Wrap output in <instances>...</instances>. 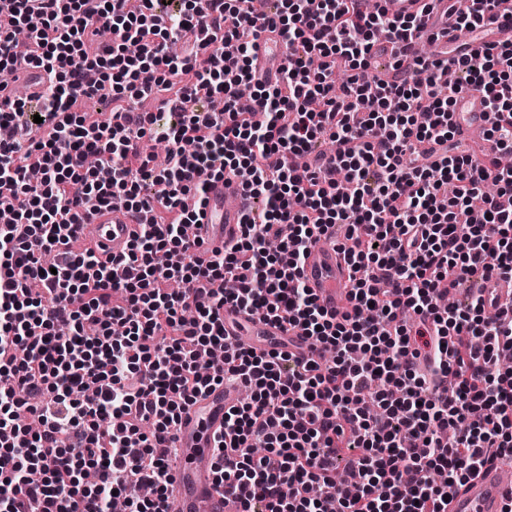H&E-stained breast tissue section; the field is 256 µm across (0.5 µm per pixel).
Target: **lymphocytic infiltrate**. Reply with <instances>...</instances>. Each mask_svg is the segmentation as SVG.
<instances>
[{"label":"lymphocytic infiltrate","instance_id":"obj_1","mask_svg":"<svg viewBox=\"0 0 512 512\" xmlns=\"http://www.w3.org/2000/svg\"><path fill=\"white\" fill-rule=\"evenodd\" d=\"M0 67L39 68V113L0 97V512H170L173 432L207 387L239 381L214 479L242 512H448L485 463L512 462V321L440 301L476 277L512 281V44L461 49L457 79L364 0H7ZM278 29L275 80L258 41ZM404 41L392 82H369L376 32ZM102 52L86 47L101 33ZM476 92L493 147L462 150L456 107ZM161 95L157 112L135 101ZM223 109L197 110L200 97ZM111 105L103 121L82 98ZM41 117L45 137L24 141ZM167 121L163 166L142 148ZM332 154L312 155L318 140ZM263 199L240 237H187L212 179ZM150 182L152 195L141 193ZM145 213L128 251L74 252L83 209ZM346 225L350 307L301 276ZM262 312L272 349L233 345L225 305ZM315 352L299 360L289 330ZM359 475L337 478V460Z\"/></svg>","mask_w":512,"mask_h":512}]
</instances>
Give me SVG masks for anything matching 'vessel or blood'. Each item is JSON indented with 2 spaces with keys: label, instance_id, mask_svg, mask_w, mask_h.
Here are the masks:
<instances>
[{
  "label": "vessel or blood",
  "instance_id": "vessel-or-blood-1",
  "mask_svg": "<svg viewBox=\"0 0 512 512\" xmlns=\"http://www.w3.org/2000/svg\"><path fill=\"white\" fill-rule=\"evenodd\" d=\"M389 17L419 15L431 11L440 17L447 10L464 14L473 7V0H383ZM467 121L458 128L465 138H473L488 125V114L479 99L463 101ZM246 212V202L239 178L228 175L210 183L203 216L194 233L205 243L221 245L236 239ZM135 215L124 207L93 209L86 213L78 231L79 238L94 249L106 253H126L137 228ZM303 279L318 302L332 312L344 311L351 288L349 266L330 243H318L307 254L302 268ZM226 333L231 338L254 337L255 348H265L266 337L276 335V328L265 321L240 311H225ZM241 398L239 388L226 384L210 387L204 396L186 406L177 431L175 446L179 455L174 462V481L169 497L177 512H240L236 497L226 495L212 475V438L224 430V411L236 406ZM512 498V483L506 482L502 467L485 464L448 502V512H503Z\"/></svg>",
  "mask_w": 512,
  "mask_h": 512
}]
</instances>
